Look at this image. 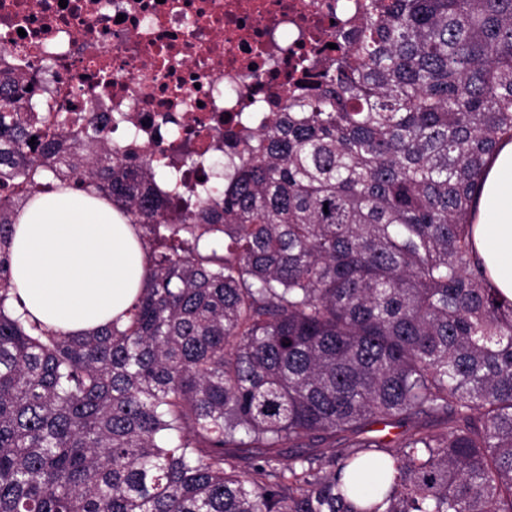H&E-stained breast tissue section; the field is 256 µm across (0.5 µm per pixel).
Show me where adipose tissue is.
<instances>
[{
	"instance_id": "ef3b65f1",
	"label": "adipose tissue",
	"mask_w": 512,
	"mask_h": 512,
	"mask_svg": "<svg viewBox=\"0 0 512 512\" xmlns=\"http://www.w3.org/2000/svg\"><path fill=\"white\" fill-rule=\"evenodd\" d=\"M472 237L492 286L512 300V142L488 165ZM9 267L18 313L69 338L122 316L146 274L133 225L111 202L67 186L20 212Z\"/></svg>"
}]
</instances>
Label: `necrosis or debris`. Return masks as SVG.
<instances>
[{"instance_id": "obj_1", "label": "necrosis or debris", "mask_w": 512, "mask_h": 512, "mask_svg": "<svg viewBox=\"0 0 512 512\" xmlns=\"http://www.w3.org/2000/svg\"><path fill=\"white\" fill-rule=\"evenodd\" d=\"M356 19L340 0H0V70L70 140L95 125L127 166L148 152L179 168L192 210L214 161L232 167Z\"/></svg>"}]
</instances>
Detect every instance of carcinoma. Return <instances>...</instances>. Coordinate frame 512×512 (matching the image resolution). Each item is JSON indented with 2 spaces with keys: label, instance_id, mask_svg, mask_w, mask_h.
I'll use <instances>...</instances> for the list:
<instances>
[{
  "label": "carcinoma",
  "instance_id": "cac0c4a2",
  "mask_svg": "<svg viewBox=\"0 0 512 512\" xmlns=\"http://www.w3.org/2000/svg\"><path fill=\"white\" fill-rule=\"evenodd\" d=\"M357 8L176 224L145 187L177 171L19 122L0 72V512H512V300L471 236L512 141V0ZM56 182L136 227L122 327L14 316L9 228Z\"/></svg>",
  "mask_w": 512,
  "mask_h": 512
}]
</instances>
